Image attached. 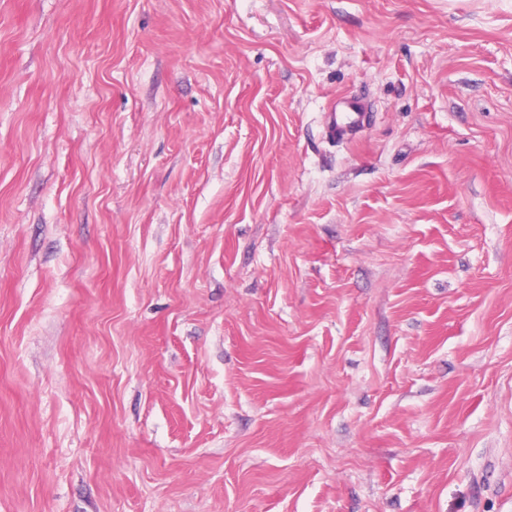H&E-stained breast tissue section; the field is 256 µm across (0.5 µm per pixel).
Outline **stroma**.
I'll return each instance as SVG.
<instances>
[{
    "mask_svg": "<svg viewBox=\"0 0 512 512\" xmlns=\"http://www.w3.org/2000/svg\"><path fill=\"white\" fill-rule=\"evenodd\" d=\"M0 512H512V0H0ZM365 113L355 99L345 100L341 108L333 112V129L336 136L343 138L360 131L364 125Z\"/></svg>",
    "mask_w": 512,
    "mask_h": 512,
    "instance_id": "obj_1",
    "label": "stroma"
}]
</instances>
